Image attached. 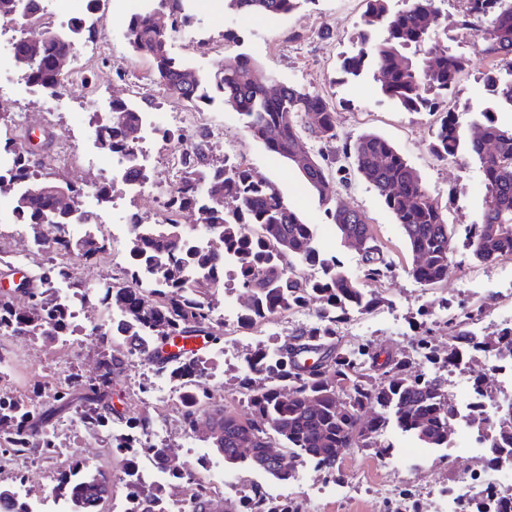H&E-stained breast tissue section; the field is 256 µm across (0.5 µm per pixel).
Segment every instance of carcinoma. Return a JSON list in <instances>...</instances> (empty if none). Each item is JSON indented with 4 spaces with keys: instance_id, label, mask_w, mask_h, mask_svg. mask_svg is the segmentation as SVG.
Here are the masks:
<instances>
[{
    "instance_id": "obj_1",
    "label": "carcinoma",
    "mask_w": 512,
    "mask_h": 512,
    "mask_svg": "<svg viewBox=\"0 0 512 512\" xmlns=\"http://www.w3.org/2000/svg\"><path fill=\"white\" fill-rule=\"evenodd\" d=\"M188 0H150L131 15L127 38L132 50L150 60L155 79L192 107L220 98L244 121L247 132L266 150L294 161L304 147V135L320 142L335 138L336 112L324 97L303 87L280 83L269 90L270 80L255 65L237 54L224 58L214 80L189 79L191 68L171 56L169 33L157 30L154 12L170 19V28L192 22L186 12ZM308 0H224V8L241 14L280 17L302 8ZM467 7L454 28L478 37L481 52L499 67L485 75L494 106L465 125L458 112L440 109V98L456 85L469 66L447 41L448 27L442 25L435 0H404L394 11L391 0H366V23L379 24L383 35L371 39L360 34L358 47L343 57L340 69L357 76L368 67L378 70L383 95L408 111L430 109L438 115L431 153L446 161L461 152L477 162L485 182L482 212L472 225L469 244L473 260L493 263L512 256V125L495 118V107L512 109V0H466ZM491 18V26L479 30L476 21ZM72 51V41L56 35L35 49L23 40L14 44V54L30 78L52 93L66 87L57 81L54 59ZM112 122L100 125L106 147L114 153L130 152L136 143L125 129L138 127L147 103L112 99ZM208 135L189 139L181 159L182 171L172 187L174 212H195L202 224L212 228L218 245L203 247L178 220L145 224L130 217L133 267L153 275V287L143 296L125 287L98 285V302L112 309L109 325L97 338L104 347L95 378L74 388L62 384L41 406H27L11 397H0V455L48 459L56 452L54 423L73 404L80 403L88 428L98 434L109 429L112 419H126L128 427L145 433L151 422L125 417L112 407V373L134 360L152 366L156 373L178 378L189 376L194 385L181 404V427L193 434L204 421L218 428L211 447L231 465L260 470L282 484L293 472L271 461L267 448L277 443L334 477L339 473L343 448H369L385 428L391 413L396 427L412 436L421 448L448 447V398L440 377L414 370L409 356H387L370 346L336 349L335 337L345 316L354 310L376 307V298L351 279L334 259L320 256L314 247L312 225L304 223L288 207L277 187L251 170L235 165H215L209 160ZM5 147L16 153L18 171L27 177L25 186L37 183L36 163L27 152H18L14 142ZM352 159L357 172L373 187L400 225L412 264L411 276L427 285L448 277L454 229L448 222L447 206L431 195L404 156L384 137L361 134L342 150ZM332 166L324 156L311 155L301 175L318 196L324 212L342 239L364 242L361 263L364 276L378 279L388 262L376 243L364 214L345 208L329 196L325 187ZM17 213L26 219L34 238L45 237L48 227L66 223L67 213L56 212L52 199L23 192ZM56 249L73 251L87 261L106 252L105 243L93 238L73 242L63 237ZM233 262L240 269L239 288L248 294L241 308L242 325L251 327L310 300L320 303L313 326L272 349L259 351L248 361L254 374L245 387L251 416L242 418L212 395L201 378L210 375V358L194 353L181 363H159L157 348L175 339L205 336L214 345L224 337L214 334V300L224 287V266ZM306 263L317 272L302 279L293 272L294 263ZM64 281L74 291L87 294L89 286L64 263H51L33 280L30 305L16 309L0 300V334L15 337L66 336L70 324L53 290ZM450 341L447 361L459 353L473 355L486 342L474 337L466 322L448 321ZM315 340L318 357L312 364L297 365L293 344ZM111 450L122 457L121 482L126 497L139 501V512H156L161 490L132 480L136 454L147 453L167 465V448L152 445L134 450L119 440ZM13 486L0 485V512H29L21 502H11ZM55 494L72 503V512H100L112 498V478L94 472L78 458L58 472ZM214 490L195 487L190 512H207ZM237 512H271L264 490L252 485L245 491Z\"/></svg>"
}]
</instances>
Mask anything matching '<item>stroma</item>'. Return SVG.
Listing matches in <instances>:
<instances>
[{"label":"stroma","mask_w":512,"mask_h":512,"mask_svg":"<svg viewBox=\"0 0 512 512\" xmlns=\"http://www.w3.org/2000/svg\"><path fill=\"white\" fill-rule=\"evenodd\" d=\"M364 10V0H307L292 15L253 16L236 27L232 24L233 14L224 8V0H193V32L171 36L169 51L207 77L214 76L225 56L240 54L249 58L263 76L278 83L298 84L325 97L336 112V137L326 143L309 141L314 153L330 157L340 154L343 146L366 132L389 140L417 169L429 193L450 201L448 221L454 227V239L446 281L429 287L410 276L411 257L399 225L355 167H348L344 176H330L329 190L343 206L365 213L390 263L385 276L375 281H364L358 253L347 247L335 227L328 224L323 207L304 184L297 168L254 140L241 117L233 116L231 107L223 100L208 105V121H192L183 133L195 136L206 126L217 125L220 116L232 115L230 135L218 133L210 138L212 163L223 164L224 154L229 151L242 167L271 180L302 221L313 225L320 253L327 258L336 257L353 279L363 281L366 291L380 298L376 310L348 316L336 338L337 345L369 344L385 356L409 354L413 351L412 338L418 327L423 326L433 344L444 349L448 346L449 318L471 319L473 328L488 334L512 317V265L501 261L479 265L470 258L469 229L479 219L485 196L477 163L465 157L448 162L436 160L429 147L435 121L431 112H411L390 101L383 95L375 71H365L356 78L341 72V59L350 52L363 28ZM131 14V9L119 5L118 0H98V9L91 17V33L76 38L73 44V97L57 101L45 95L28 96L5 84L0 86V139L19 137L31 128L50 129L55 139L43 156L54 161L52 176L81 185L89 192L94 189L97 171L88 156L101 154L102 148L94 143L95 132H88L83 141L72 137L75 113L100 111L102 101L116 97L148 99L155 112L188 109L184 101L157 83L150 62L130 47L126 26ZM453 48L468 57L470 64L445 102L467 121L492 104L484 81L490 62L481 54L480 42L471 36H458ZM452 185L457 188L453 197L448 194ZM112 195L122 199V210H113L111 204L102 202L96 209L104 216L114 217L116 223H127L133 215L147 224H161L166 219L151 198L125 193L119 186L113 188ZM130 247L129 239H122L115 243L113 253L94 264L75 254L62 259L51 241L36 243L31 231L19 234L13 226L0 223V299L10 298L15 307H23L26 299L16 293V280H33L43 265L61 259L85 280L126 283ZM102 318L93 302L79 321L81 333L68 341L0 336V347L18 359L11 376L0 378V395L34 404L39 388L63 383L73 376L82 380L94 377L100 345L93 329ZM298 331V323L291 322L268 327L237 342L225 337V344H236L237 350L234 360L219 355L214 358V372L223 393L235 391L240 360L257 348L279 345ZM158 380V374L149 365L135 362L123 366L112 376L113 404L131 415H147L154 424L165 425L161 442L170 449L178 465L193 467L196 458L203 456L220 463V456L209 443L183 433L177 407L157 409L142 393V386ZM77 419L78 414L72 409L59 421L56 463L18 460L0 470V475L21 472L32 497L43 499L52 492L56 464L65 463L70 457L81 458L92 470L108 468L120 472V462L110 463L105 458L103 435L86 432L77 426ZM460 438L455 433L450 438V447L421 448L413 453L409 450L412 438L390 424L381 440L391 445V453L381 456L372 448H354L342 458L340 477L354 486L350 498L328 495V476L309 465L297 466L294 478L281 491L300 505L301 512H372L379 484L390 481L395 485L397 500L406 502L410 512H435L440 494L448 488H456L461 497H469L473 492L469 476L484 469L480 455L460 447Z\"/></svg>","instance_id":"stroma-1"}]
</instances>
